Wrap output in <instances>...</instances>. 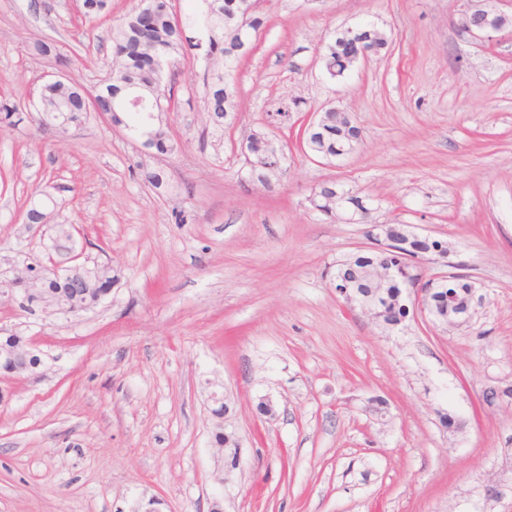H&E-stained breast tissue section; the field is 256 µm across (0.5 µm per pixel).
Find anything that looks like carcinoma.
<instances>
[{"label": "carcinoma", "mask_w": 512, "mask_h": 512, "mask_svg": "<svg viewBox=\"0 0 512 512\" xmlns=\"http://www.w3.org/2000/svg\"><path fill=\"white\" fill-rule=\"evenodd\" d=\"M186 7L181 15L169 11L167 0H141L139 9L121 19L106 30L111 43V64L108 78L97 92L99 107L111 116V123L123 125L133 133L145 138V146L164 155L174 151L166 126L155 118L153 107L156 97L166 99V93L174 87V73H169L168 83H163V67H176L178 61L192 50H203V86L205 110L212 124L224 130V119L236 111V77L234 65L244 56V45L258 33L263 19L257 12L259 0H184ZM84 14L96 18L110 13L109 0H82ZM197 30L202 42L188 37ZM31 53L43 59L52 58L63 67L68 59L50 41L37 40ZM325 67L330 77L342 73L349 61V50L345 45H336L331 40L325 46ZM36 113L40 125L61 128L78 126L94 111L81 99V86L67 80L57 79L45 83L36 102L27 108ZM22 108L15 103L0 105V128H9L22 121ZM361 130L347 117L331 109L324 110L319 128L309 136L310 153L322 159L333 160L339 154L338 147L360 138ZM248 153L262 159L261 166L251 170V178L265 185L283 171V159L270 148L266 136L251 133L246 138ZM341 193L346 205L353 211H368L362 197L340 185L337 191L325 187L314 193L311 203L328 219L336 213V193ZM71 227L57 225L54 239L55 249L68 260L72 251ZM397 253L391 250L371 251L353 258L357 270V290L360 295L370 296L375 308V317L385 323L397 322L406 316L400 302L402 283L381 281L380 272L384 262L396 261ZM18 269L16 280L28 284L24 289L28 311L48 306L51 309H89L106 297L114 284L112 268L96 264L87 271L85 285L79 293L63 278L48 276L33 284L24 275L25 261H15ZM469 284L450 276L437 284L436 294L440 321L448 322V306L462 309L468 302ZM28 351V371L41 364V358L28 349L25 337L18 333L0 336V358L14 351Z\"/></svg>", "instance_id": "cac0c4a2"}]
</instances>
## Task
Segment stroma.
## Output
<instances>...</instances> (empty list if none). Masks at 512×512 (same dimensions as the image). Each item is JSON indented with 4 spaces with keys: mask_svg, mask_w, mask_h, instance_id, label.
<instances>
[{
    "mask_svg": "<svg viewBox=\"0 0 512 512\" xmlns=\"http://www.w3.org/2000/svg\"><path fill=\"white\" fill-rule=\"evenodd\" d=\"M138 3L87 18L80 0H0V99L28 106L59 71L31 56L37 39L94 88L110 53L99 36ZM465 6L264 0L223 135L203 133V62L179 63L167 155L94 112L65 135L30 120L0 132V281L17 251L44 254L25 222L43 193L115 277L75 317L0 298V336L36 337L43 360L0 382V512H143L152 498L161 512H512V400H484L512 388V33L471 37ZM364 24L387 47L329 78L331 34ZM330 107L362 140L329 162L297 133ZM255 130L286 155L268 187L243 155ZM334 182L370 199L366 222L312 208ZM372 224L446 241L447 257L414 272L424 282L464 264L482 298L471 321L386 326L340 295L336 264ZM221 424L239 452L220 473Z\"/></svg>",
    "mask_w": 512,
    "mask_h": 512,
    "instance_id": "stroma-1",
    "label": "stroma"
}]
</instances>
